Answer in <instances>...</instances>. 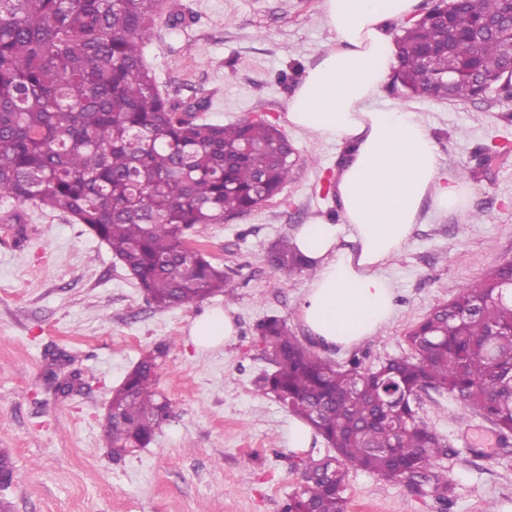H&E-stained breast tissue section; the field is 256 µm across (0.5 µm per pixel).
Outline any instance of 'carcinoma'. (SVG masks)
I'll list each match as a JSON object with an SVG mask.
<instances>
[{"instance_id":"carcinoma-1","label":"carcinoma","mask_w":512,"mask_h":512,"mask_svg":"<svg viewBox=\"0 0 512 512\" xmlns=\"http://www.w3.org/2000/svg\"><path fill=\"white\" fill-rule=\"evenodd\" d=\"M165 0H0V200L60 212L105 242L158 310L189 308L221 293L233 299L232 273L194 245L200 224H222L276 197L294 161L283 133L252 120L208 123V104L180 106L158 89L144 46ZM450 27L421 21L394 37L395 87L408 98L470 100L464 64L474 22L512 15V0H456ZM437 55L435 74L423 55ZM480 55L498 65L512 39L485 38ZM453 87H448V78ZM273 263L282 286L312 273L289 238ZM512 279V260L436 306L406 339L411 354L366 367L342 365L303 343L271 315L257 330L274 370L257 382L331 451L301 459V486L285 512H347L350 473L363 471L446 503L456 484L445 461L459 454L419 414L421 395L446 393L461 404L459 424L490 425L512 453V302L495 284ZM145 354L112 391L104 433L112 456L147 447L172 417L157 390V360Z\"/></svg>"}]
</instances>
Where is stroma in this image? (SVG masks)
Returning <instances> with one entry per match:
<instances>
[{
  "mask_svg": "<svg viewBox=\"0 0 512 512\" xmlns=\"http://www.w3.org/2000/svg\"><path fill=\"white\" fill-rule=\"evenodd\" d=\"M322 0H176L181 27L158 19L146 60L162 93L177 102L209 101L208 121L261 118L278 127L295 165L282 192L224 224H203L196 245L231 268L234 300L154 309L107 245L84 225L57 212L27 206L16 221L0 200V450L13 461L0 500L10 512H283L300 485L296 464L325 452L289 445L294 418L255 379L270 367L256 325L270 315L296 317L309 276L280 283L270 256L298 225L321 217L341 222L335 192L345 162L340 142L289 126L288 98L326 49L330 34ZM377 106L406 105L433 137L442 165L470 167V206L446 213L426 204L401 253L382 266L394 292V315L375 336L323 354L364 365L408 353V331L434 306L512 259V97L470 102L404 99L384 84ZM506 160L480 164L483 147ZM464 232H457V225ZM228 308L235 338L200 351L189 338L193 321L212 307ZM169 343L158 361V388L173 404L171 421L146 448L113 460L103 436L112 390L150 349ZM66 354L82 383L68 395L47 390L52 357ZM457 400L424 397L421 417L460 449L450 476L453 503L411 495L403 484L351 474L348 512H506L512 507V457L474 456L495 447L477 425L461 436Z\"/></svg>",
  "mask_w": 512,
  "mask_h": 512,
  "instance_id": "stroma-1",
  "label": "stroma"
}]
</instances>
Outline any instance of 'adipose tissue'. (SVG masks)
Masks as SVG:
<instances>
[{"label": "adipose tissue", "mask_w": 512, "mask_h": 512, "mask_svg": "<svg viewBox=\"0 0 512 512\" xmlns=\"http://www.w3.org/2000/svg\"><path fill=\"white\" fill-rule=\"evenodd\" d=\"M418 2L322 0L330 44L288 101L290 124L350 149L336 182L341 223L317 218L292 234L316 268L297 316L329 347L357 346L390 321L394 294L380 267L403 249L425 202L445 212L467 205L468 185L443 170L419 115L375 104L395 67L389 28L411 17ZM235 334L221 308L206 311L190 329L200 349Z\"/></svg>", "instance_id": "obj_1"}]
</instances>
